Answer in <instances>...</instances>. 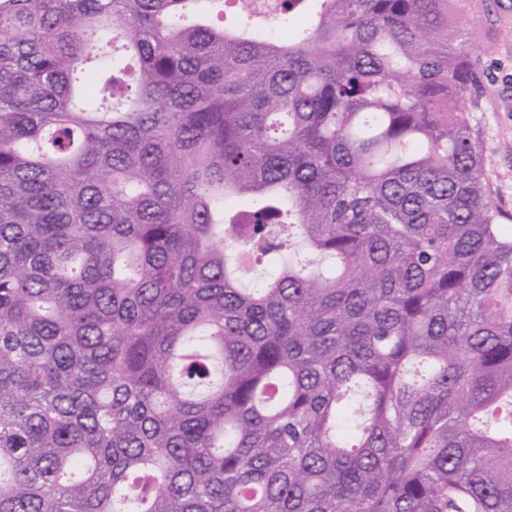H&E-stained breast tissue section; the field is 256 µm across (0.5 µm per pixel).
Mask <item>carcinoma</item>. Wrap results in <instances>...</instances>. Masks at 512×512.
Masks as SVG:
<instances>
[{"mask_svg":"<svg viewBox=\"0 0 512 512\" xmlns=\"http://www.w3.org/2000/svg\"><path fill=\"white\" fill-rule=\"evenodd\" d=\"M0 0V512H512V225L467 0Z\"/></svg>","mask_w":512,"mask_h":512,"instance_id":"carcinoma-1","label":"carcinoma"}]
</instances>
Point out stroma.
<instances>
[{
    "label": "stroma",
    "instance_id": "stroma-1",
    "mask_svg": "<svg viewBox=\"0 0 512 512\" xmlns=\"http://www.w3.org/2000/svg\"><path fill=\"white\" fill-rule=\"evenodd\" d=\"M461 21L477 31L470 55L480 80L468 119L487 161L488 192L512 224V0H468Z\"/></svg>",
    "mask_w": 512,
    "mask_h": 512
}]
</instances>
